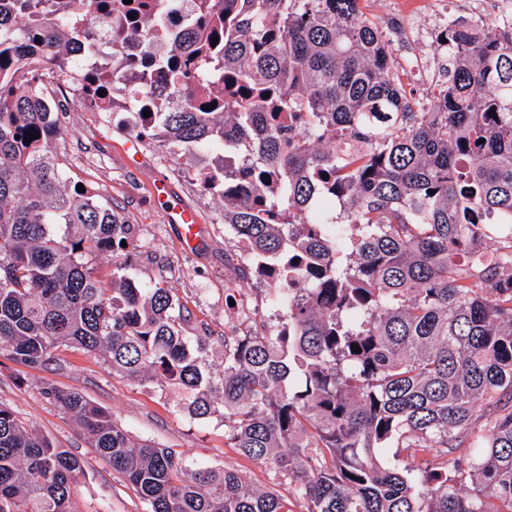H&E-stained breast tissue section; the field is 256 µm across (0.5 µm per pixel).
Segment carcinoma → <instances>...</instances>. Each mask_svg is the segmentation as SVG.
Listing matches in <instances>:
<instances>
[{
    "mask_svg": "<svg viewBox=\"0 0 512 512\" xmlns=\"http://www.w3.org/2000/svg\"><path fill=\"white\" fill-rule=\"evenodd\" d=\"M69 2L81 18L106 6ZM359 2L198 0L171 45L184 98L160 125L188 150L245 149L224 172L240 188L224 189V226L279 314L220 338L216 381L171 290L127 276L132 225L64 187L58 117L22 65L41 47L52 68L83 26L28 28L34 0L0 6V357L38 368L75 347L165 376L194 416L220 399L229 446L299 478L302 512H512V20L448 24V79L416 101ZM178 5L154 0L128 40L148 50ZM206 82L222 111L197 101ZM96 251L116 258L110 288L84 262ZM45 395L146 512H293L236 472L134 443L79 392ZM394 446L413 461L385 458ZM81 476L0 404V512H72Z\"/></svg>",
    "mask_w": 512,
    "mask_h": 512,
    "instance_id": "1",
    "label": "carcinoma"
}]
</instances>
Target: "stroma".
I'll list each match as a JSON object with an SVG mask.
<instances>
[{"label":"stroma","mask_w":512,"mask_h":512,"mask_svg":"<svg viewBox=\"0 0 512 512\" xmlns=\"http://www.w3.org/2000/svg\"><path fill=\"white\" fill-rule=\"evenodd\" d=\"M364 14L394 36V54L447 55L440 37V9L435 0H361ZM44 96L58 110L63 132L56 153L73 184H83L96 199L112 207L122 223L133 225L139 249L127 270L141 283L170 288L185 318L190 338L207 340L201 366L212 377L224 372V332L246 328L244 308L276 325L277 315L267 306V293L243 287L238 277L241 254L224 227V200L201 192L186 159L166 153L109 116L81 111L66 96L61 83L45 86ZM169 186L168 198L157 199V180ZM193 209L208 238L205 251L185 253L167 220L169 204ZM243 288V302L228 304L225 289ZM80 392L111 411L115 420L137 442L168 448L188 462L240 474L248 487L271 491L286 499L294 512L301 505L294 485L269 463L241 456L224 437V406L216 404L206 416L190 415L184 391L172 381L152 378L134 381L115 372L101 355L59 347L51 364L30 368L0 358V403L7 405L37 433L78 455L85 476L72 495V512H146L135 487L112 471L90 448L86 435L46 399V389Z\"/></svg>","instance_id":"stroma-1"}]
</instances>
